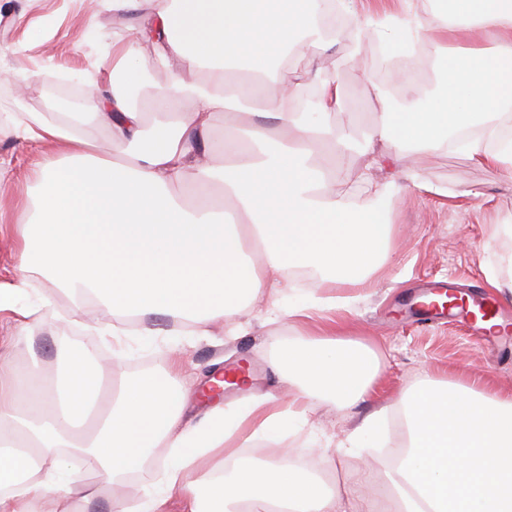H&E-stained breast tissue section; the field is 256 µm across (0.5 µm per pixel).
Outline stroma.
<instances>
[{
  "label": "stroma",
  "instance_id": "1",
  "mask_svg": "<svg viewBox=\"0 0 512 512\" xmlns=\"http://www.w3.org/2000/svg\"><path fill=\"white\" fill-rule=\"evenodd\" d=\"M138 22L135 15L113 12L108 0H103L94 18L84 0H0V76L24 89L20 98L0 94V111L9 117L33 113L54 120L51 93L95 65L107 75L101 93L111 94L110 50L114 43L127 41ZM329 46L339 61L332 72L341 93L336 130L351 142L343 188L353 206L374 204L384 211L393 226L392 247L384 269L365 283L351 285L317 276L297 279L290 300L351 298L349 308L337 309L336 315L348 337L377 352L380 370L364 405L350 410L316 405L303 426H285L276 440L255 443L239 454L259 459L286 455L308 469L329 464L343 489L354 463L339 455L329 459L321 455L315 446L317 435L344 436L365 413L383 407L387 424L381 444L396 446L404 437L393 424L399 416L397 401L422 373L512 392V328L487 341L454 317L441 315L423 325L410 321L414 299L427 284L454 285L458 296L466 299L484 296L487 302L503 304L506 315L512 316V291L494 288L486 275L489 266L512 260V236L502 230L503 225H512V181L444 148L419 164L424 189L405 187L378 198L357 184L371 157L389 151L387 143L369 138L383 110L374 93L382 79L368 53H353L350 42L337 37L330 38ZM366 73L372 75V85L364 84ZM43 159L39 145L20 139L10 122L0 123V211L11 220L0 228L2 285L14 280V224L34 210L35 172ZM23 302L35 309L28 329L18 327L9 315L0 316V351L18 372L35 368L51 377L63 357L62 341L70 334L83 341L93 356H110L115 381L147 370L166 371L168 346L177 342L182 346L180 378L191 415L216 404L230 411L244 395L276 391L279 381L269 366L270 341H298L320 334L326 326L321 318L291 315L262 299L253 303L247 324L234 336L219 323L205 335L193 325H182L174 338L145 336L132 325L118 346L95 330L105 315L100 303L72 299L42 275H35ZM243 368L252 374L248 391L231 387L220 394L212 392V377L230 378ZM168 459V449H153L145 469L124 478L122 493L134 499L154 489L165 490L162 478Z\"/></svg>",
  "mask_w": 512,
  "mask_h": 512
}]
</instances>
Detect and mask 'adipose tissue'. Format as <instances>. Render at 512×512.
Instances as JSON below:
<instances>
[{
  "mask_svg": "<svg viewBox=\"0 0 512 512\" xmlns=\"http://www.w3.org/2000/svg\"><path fill=\"white\" fill-rule=\"evenodd\" d=\"M322 2L112 0L113 10L145 14L133 41L112 49L124 83L88 96L81 111L21 127L24 138L71 159H46L40 170L36 220L16 229L15 282L0 286V313L27 322L32 312L19 297L44 270L70 296L107 308L104 336L123 335L128 316L200 330L220 319L233 331L246 302L287 270L341 271L352 284L381 270L391 225L377 207L350 206L313 159L319 142L336 139L335 79L322 78L313 111L288 109L303 75L327 57L313 37ZM428 26L442 33L434 44L444 59L441 89L427 101L401 80L403 99L384 102L374 137L399 160L432 156L451 132L468 128L471 136L454 140L457 150L511 180L512 139H502L501 127L512 123V0H446ZM140 41L156 48L153 68L170 70L177 58L188 74L159 94L150 125L126 89L143 68ZM184 102L189 112L179 111ZM219 118V150L193 148ZM94 122L127 144L125 159L93 152L82 130ZM183 185L219 187L220 207L185 206L171 193ZM88 356L71 354L53 388L0 362V512H40L56 499L85 512L96 490L71 470L72 453L118 480L161 446L171 451L166 487L182 490L184 512H262L272 502L288 512H512V394L423 375L399 398L408 445L387 483L370 494L342 492L287 457L253 461L237 450L276 438L316 401L363 402L378 373L365 345L335 331L275 342L270 366L289 396H251L232 413L216 405L192 423L173 374L146 371L113 392L85 435L101 377ZM384 417L373 411L345 440L326 436L319 445L354 457L365 480L375 465L363 447ZM206 456L214 476L187 480L186 467Z\"/></svg>",
  "mask_w": 512,
  "mask_h": 512,
  "instance_id": "1",
  "label": "adipose tissue"
}]
</instances>
